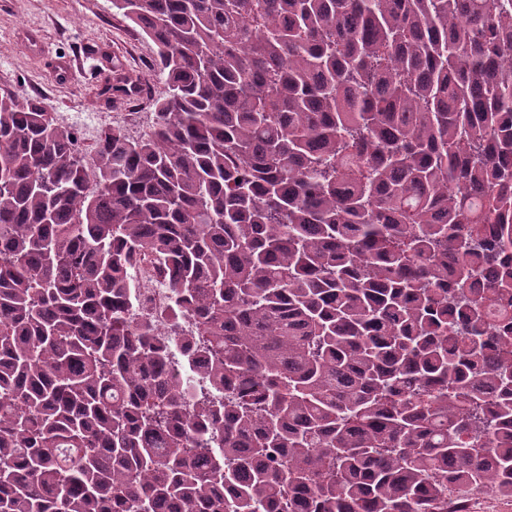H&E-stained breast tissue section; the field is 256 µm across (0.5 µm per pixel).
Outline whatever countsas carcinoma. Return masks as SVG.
Masks as SVG:
<instances>
[{
    "instance_id": "obj_1",
    "label": "carcinoma",
    "mask_w": 512,
    "mask_h": 512,
    "mask_svg": "<svg viewBox=\"0 0 512 512\" xmlns=\"http://www.w3.org/2000/svg\"><path fill=\"white\" fill-rule=\"evenodd\" d=\"M112 6L149 132L87 158L0 96V512L512 497V0ZM136 300L133 316L146 317L168 302L167 288H162L155 264L148 259L141 260L137 266Z\"/></svg>"
}]
</instances>
